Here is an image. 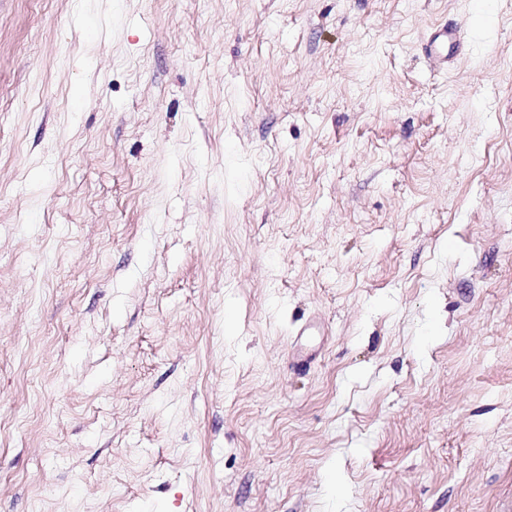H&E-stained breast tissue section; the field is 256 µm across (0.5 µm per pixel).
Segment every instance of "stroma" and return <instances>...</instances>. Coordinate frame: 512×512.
Instances as JSON below:
<instances>
[{
	"mask_svg": "<svg viewBox=\"0 0 512 512\" xmlns=\"http://www.w3.org/2000/svg\"><path fill=\"white\" fill-rule=\"evenodd\" d=\"M488 2L0 0V512H512ZM467 42V33L458 26L436 22L426 31L421 42V52L428 61L448 69V64L464 54Z\"/></svg>",
	"mask_w": 512,
	"mask_h": 512,
	"instance_id": "obj_1",
	"label": "stroma"
}]
</instances>
